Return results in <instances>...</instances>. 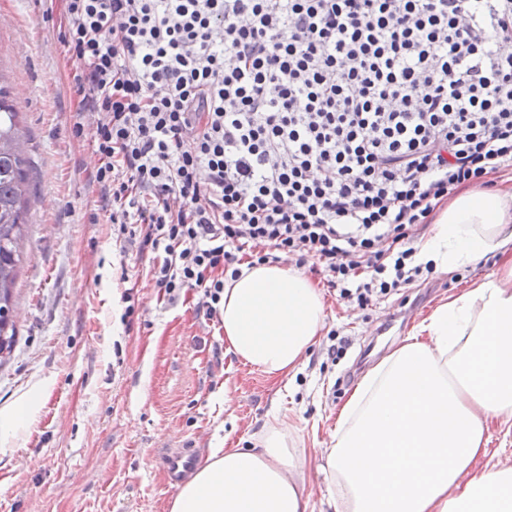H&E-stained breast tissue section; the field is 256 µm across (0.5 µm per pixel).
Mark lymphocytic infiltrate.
<instances>
[{
    "label": "lymphocytic infiltrate",
    "mask_w": 512,
    "mask_h": 512,
    "mask_svg": "<svg viewBox=\"0 0 512 512\" xmlns=\"http://www.w3.org/2000/svg\"><path fill=\"white\" fill-rule=\"evenodd\" d=\"M90 185L168 297L244 247L367 306L411 231L512 169V0H63Z\"/></svg>",
    "instance_id": "f902f5d3"
}]
</instances>
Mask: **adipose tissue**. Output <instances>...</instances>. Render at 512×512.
<instances>
[{"instance_id":"adipose-tissue-1","label":"adipose tissue","mask_w":512,"mask_h":512,"mask_svg":"<svg viewBox=\"0 0 512 512\" xmlns=\"http://www.w3.org/2000/svg\"><path fill=\"white\" fill-rule=\"evenodd\" d=\"M496 274L440 303L355 388L328 448L310 459L296 430L270 423L256 446L215 448L168 512H312L317 469L333 512H512V463L486 464L492 422H512V184L463 190L439 211L416 259ZM225 277L224 346L267 377L297 371L325 324L322 290L301 270L242 263ZM40 388L0 408V447L34 420Z\"/></svg>"}]
</instances>
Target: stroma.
Segmentation results:
<instances>
[{
  "label": "stroma",
  "instance_id": "obj_1",
  "mask_svg": "<svg viewBox=\"0 0 512 512\" xmlns=\"http://www.w3.org/2000/svg\"><path fill=\"white\" fill-rule=\"evenodd\" d=\"M71 66L42 5L0 0V72L35 181L0 407L43 387L22 447L0 454V512H167L161 456L252 447L275 412L315 455L361 379L438 304L499 266L490 254L474 268L424 273L363 308L312 273L326 301L321 336L289 380L268 378L226 354L200 289L169 302L147 260L116 242L88 183L98 117L76 119Z\"/></svg>",
  "mask_w": 512,
  "mask_h": 512
}]
</instances>
